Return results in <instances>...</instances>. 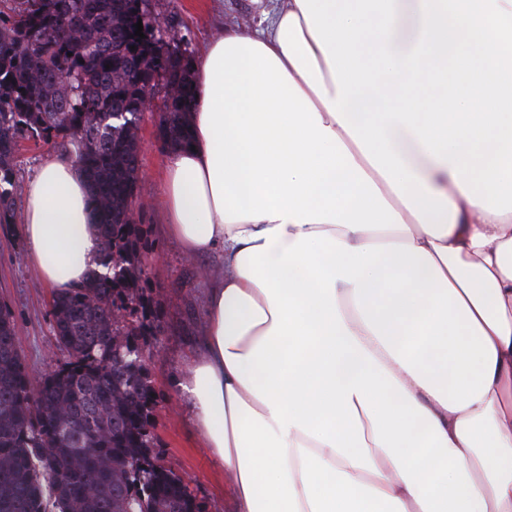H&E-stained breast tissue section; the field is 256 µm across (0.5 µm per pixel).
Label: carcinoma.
Here are the masks:
<instances>
[{"instance_id": "carcinoma-1", "label": "carcinoma", "mask_w": 512, "mask_h": 512, "mask_svg": "<svg viewBox=\"0 0 512 512\" xmlns=\"http://www.w3.org/2000/svg\"><path fill=\"white\" fill-rule=\"evenodd\" d=\"M152 19L150 0H9L0 9V224L15 223L21 141L52 142L89 183L109 269L53 294L66 360L50 373L26 370L13 316L0 307V512H200L152 456L153 387L126 354L159 333L141 287L144 230L129 218L140 192L142 89L163 85L158 134L173 147L188 141L193 100L188 41ZM77 22L104 48H77Z\"/></svg>"}]
</instances>
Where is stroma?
<instances>
[{"label": "stroma", "mask_w": 512, "mask_h": 512, "mask_svg": "<svg viewBox=\"0 0 512 512\" xmlns=\"http://www.w3.org/2000/svg\"><path fill=\"white\" fill-rule=\"evenodd\" d=\"M279 0H152L164 26L187 35L188 52L197 57L221 26L235 23L258 27L264 12ZM159 115L141 121L139 178L152 186L161 177L170 151L157 136ZM137 222L146 232L148 249L143 292L147 314L162 333L146 348L147 368L156 404L151 419L153 456L175 474L190 479V491L201 512H229L228 479L203 446L193 413L180 398L176 381L195 351L205 324L203 299L208 286L202 270L208 261L192 258L170 238L165 215L155 200L139 206ZM52 288L46 286L26 260L20 224H0V305L10 309L18 346L33 374L59 366L64 356L54 337Z\"/></svg>", "instance_id": "35a3bbf8"}]
</instances>
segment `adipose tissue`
<instances>
[{"instance_id": "obj_1", "label": "adipose tissue", "mask_w": 512, "mask_h": 512, "mask_svg": "<svg viewBox=\"0 0 512 512\" xmlns=\"http://www.w3.org/2000/svg\"><path fill=\"white\" fill-rule=\"evenodd\" d=\"M421 0H396L397 51ZM265 27L229 25L193 63L192 144L155 188L166 231L216 256L178 382L233 512H512V212L472 204L407 127L410 170L451 200L426 232ZM75 162L28 180V262L51 288L101 262Z\"/></svg>"}]
</instances>
